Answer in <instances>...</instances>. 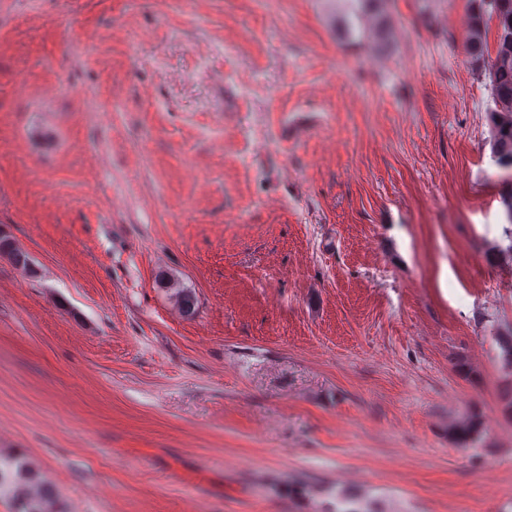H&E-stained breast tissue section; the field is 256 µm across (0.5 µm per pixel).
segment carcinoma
<instances>
[{"label": "carcinoma", "instance_id": "carcinoma-1", "mask_svg": "<svg viewBox=\"0 0 512 512\" xmlns=\"http://www.w3.org/2000/svg\"><path fill=\"white\" fill-rule=\"evenodd\" d=\"M350 11L344 18V33L351 39L374 36L385 40L386 0H348ZM471 17L465 44L476 73L484 77L493 107L488 109L491 127L490 149L494 163L512 170V40L496 39L495 57L488 56L487 32L490 22L512 35V0H469ZM7 253L13 264L32 270V260L22 248L13 244L0 231V253ZM158 286L171 290V295L186 318L196 315L198 302L194 290L165 274L158 276ZM502 367L512 373V333L495 338ZM484 423L479 412H466L448 425V438L458 447L477 443L484 436ZM56 496L55 489L40 475L13 459L0 458V500L14 505V512H46L45 505Z\"/></svg>", "mask_w": 512, "mask_h": 512}]
</instances>
